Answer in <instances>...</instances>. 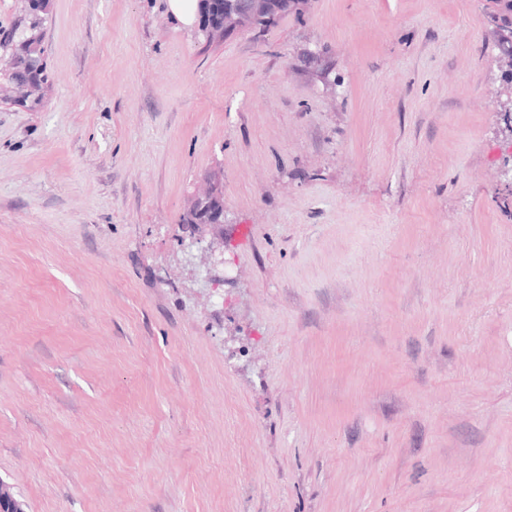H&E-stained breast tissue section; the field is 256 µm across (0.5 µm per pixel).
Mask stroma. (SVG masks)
<instances>
[{
	"instance_id": "obj_1",
	"label": "stroma",
	"mask_w": 512,
	"mask_h": 512,
	"mask_svg": "<svg viewBox=\"0 0 512 512\" xmlns=\"http://www.w3.org/2000/svg\"><path fill=\"white\" fill-rule=\"evenodd\" d=\"M490 7L306 0L207 49L168 0H52L45 107L0 100L27 512H512ZM211 175L221 298L180 222Z\"/></svg>"
}]
</instances>
